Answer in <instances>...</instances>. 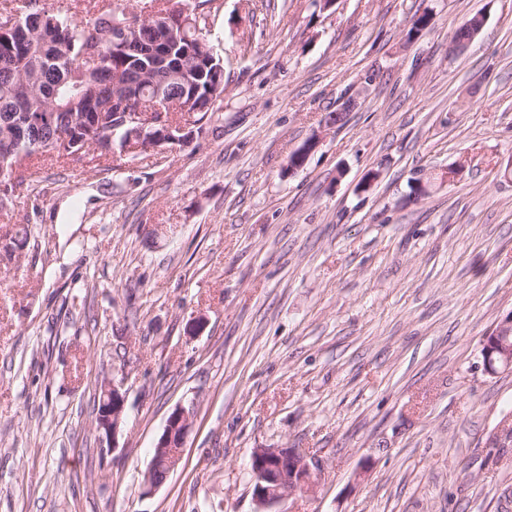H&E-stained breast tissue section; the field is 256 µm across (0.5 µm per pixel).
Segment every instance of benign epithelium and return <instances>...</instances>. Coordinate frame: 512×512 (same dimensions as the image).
Instances as JSON below:
<instances>
[{
	"label": "benign epithelium",
	"instance_id": "benign-epithelium-1",
	"mask_svg": "<svg viewBox=\"0 0 512 512\" xmlns=\"http://www.w3.org/2000/svg\"><path fill=\"white\" fill-rule=\"evenodd\" d=\"M134 95L113 97L120 102L116 116L130 125L129 139L138 140L139 148L163 155L174 149L190 146L195 130L189 124L174 125L167 121L166 111L175 106L188 109L189 104L181 98L163 100L153 106V118L142 121L138 109L130 108ZM512 312L498 320L494 328L483 339L482 356L484 370L495 374L500 370H512ZM123 381L112 379L102 391L101 410L97 416V428L106 439H116L125 411ZM195 404L178 405L169 415L156 446L155 469L173 471L181 459L185 438L194 417ZM321 462L298 448H256L250 469L252 473V494L256 503L270 507L286 497L311 493L316 485V476Z\"/></svg>",
	"mask_w": 512,
	"mask_h": 512
}]
</instances>
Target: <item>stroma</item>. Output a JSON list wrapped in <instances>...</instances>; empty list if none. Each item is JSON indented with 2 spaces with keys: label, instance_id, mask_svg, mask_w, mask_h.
I'll list each match as a JSON object with an SVG mask.
<instances>
[{
  "label": "stroma",
  "instance_id": "stroma-1",
  "mask_svg": "<svg viewBox=\"0 0 512 512\" xmlns=\"http://www.w3.org/2000/svg\"><path fill=\"white\" fill-rule=\"evenodd\" d=\"M207 9L224 100L203 134L117 170L35 161L0 213V512H258L256 448L323 464L268 512H512V372L481 355L512 310V0ZM123 381L112 379L102 391L101 410L96 418L97 428L105 434L107 440L112 439L115 445L116 435L125 411V395L122 392ZM195 404L178 405L169 415L156 446L155 469L166 470L167 475L173 471L181 459L185 438L194 417Z\"/></svg>",
  "mask_w": 512,
  "mask_h": 512
}]
</instances>
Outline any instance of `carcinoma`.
<instances>
[{
	"label": "carcinoma",
	"mask_w": 512,
	"mask_h": 512,
	"mask_svg": "<svg viewBox=\"0 0 512 512\" xmlns=\"http://www.w3.org/2000/svg\"><path fill=\"white\" fill-rule=\"evenodd\" d=\"M86 16L46 13L45 21L34 30L24 28L22 44L8 43L0 34V210L3 202L23 197L30 188L28 177L19 171L20 161L55 156L67 162L83 161L108 167L119 162L124 146V130H112V82L135 86V101L150 102L161 91L167 96L195 98L199 107H190L171 120L181 122L185 114L191 121H208L212 112L204 98L208 93H224V75L214 71L220 58L209 65L204 54L208 15L203 13L189 32L196 40L184 41L162 66L152 54L164 35L167 19L182 15L190 0H141L140 12L125 17L121 0H84ZM39 0H0V27L22 22L34 12ZM130 20L128 28L134 52L125 56L112 50V20ZM97 92L96 106L105 117L100 131L83 139L80 154L57 150L53 137L70 116L87 108V96ZM38 108L44 125L36 133L10 123L13 117Z\"/></svg>",
	"instance_id": "carcinoma-1"
}]
</instances>
